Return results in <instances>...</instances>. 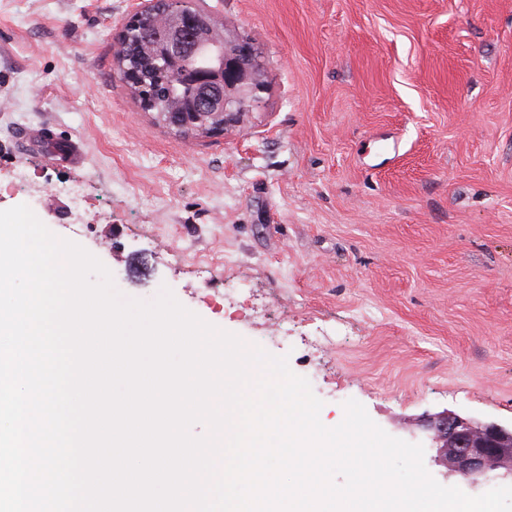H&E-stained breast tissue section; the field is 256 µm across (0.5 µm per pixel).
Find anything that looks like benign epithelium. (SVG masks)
<instances>
[{
    "label": "benign epithelium",
    "instance_id": "benign-epithelium-1",
    "mask_svg": "<svg viewBox=\"0 0 512 512\" xmlns=\"http://www.w3.org/2000/svg\"><path fill=\"white\" fill-rule=\"evenodd\" d=\"M161 8L169 15L163 27L155 26L147 9L127 24L159 48L155 68L162 70L179 62L189 73L191 84L174 100L175 111L160 112L158 119L185 136L220 134L227 125L239 122L263 90L258 52L246 39L231 40L222 33L197 29L192 14L183 10V0H161ZM128 38V33L122 34L115 56L120 78L133 88V74L123 65L122 47ZM418 429L434 451L433 463L468 486L512 480V423L446 410L425 416Z\"/></svg>",
    "mask_w": 512,
    "mask_h": 512
}]
</instances>
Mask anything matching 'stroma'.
<instances>
[{
	"label": "stroma",
	"instance_id": "35a3bbf8",
	"mask_svg": "<svg viewBox=\"0 0 512 512\" xmlns=\"http://www.w3.org/2000/svg\"><path fill=\"white\" fill-rule=\"evenodd\" d=\"M192 2L263 63L217 136L113 73L150 0H0V210L287 357L326 426L349 399L406 441L446 409L511 422L512 0ZM39 124L83 163L25 150Z\"/></svg>",
	"mask_w": 512,
	"mask_h": 512
}]
</instances>
